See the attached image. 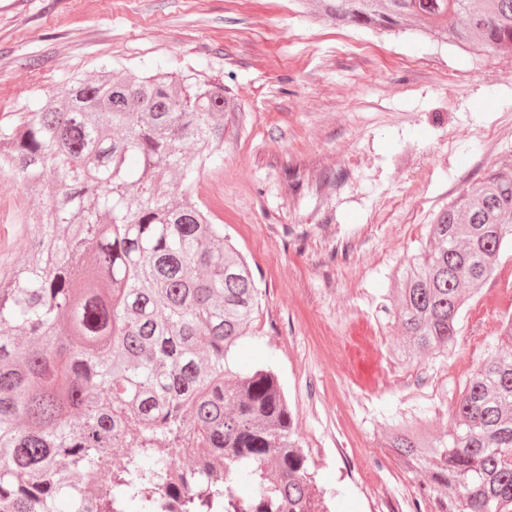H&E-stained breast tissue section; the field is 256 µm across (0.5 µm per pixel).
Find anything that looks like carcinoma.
Returning a JSON list of instances; mask_svg holds the SVG:
<instances>
[{"mask_svg":"<svg viewBox=\"0 0 512 512\" xmlns=\"http://www.w3.org/2000/svg\"><path fill=\"white\" fill-rule=\"evenodd\" d=\"M299 2L332 23L512 51V0ZM238 111L221 83L103 70L0 130V174L43 203L20 233L28 263L0 264V512H58L62 497L69 512L327 510L278 374L230 367L262 291L193 189ZM509 245L504 160L397 271L398 364L448 354ZM383 442L417 475L421 512H512V349L472 372L443 436L414 418Z\"/></svg>","mask_w":512,"mask_h":512,"instance_id":"cac0c4a2","label":"carcinoma"}]
</instances>
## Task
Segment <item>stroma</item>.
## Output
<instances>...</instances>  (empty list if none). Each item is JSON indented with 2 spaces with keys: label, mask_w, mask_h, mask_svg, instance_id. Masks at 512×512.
<instances>
[{
  "label": "stroma",
  "mask_w": 512,
  "mask_h": 512,
  "mask_svg": "<svg viewBox=\"0 0 512 512\" xmlns=\"http://www.w3.org/2000/svg\"><path fill=\"white\" fill-rule=\"evenodd\" d=\"M169 68L224 83L240 112L224 163L194 192L260 276L262 312L239 368L270 360L331 512H369L417 480L383 436L417 416L437 436L512 317V251L471 298L447 357L407 367L386 306L433 215L512 156V54L478 55L415 32L332 25L291 0H0V128L63 83ZM479 130L493 132L489 141ZM39 200L0 176V249Z\"/></svg>",
  "instance_id": "obj_1"
}]
</instances>
